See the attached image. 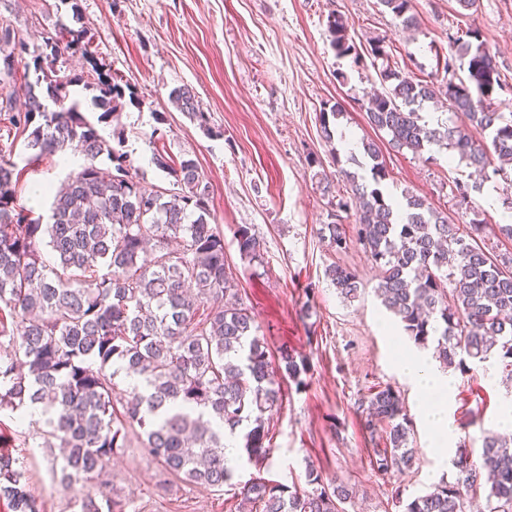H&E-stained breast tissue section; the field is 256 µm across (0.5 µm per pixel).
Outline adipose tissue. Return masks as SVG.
Masks as SVG:
<instances>
[{"label": "adipose tissue", "instance_id": "adipose-tissue-1", "mask_svg": "<svg viewBox=\"0 0 512 512\" xmlns=\"http://www.w3.org/2000/svg\"><path fill=\"white\" fill-rule=\"evenodd\" d=\"M401 371L425 391L427 401L422 414L433 444L439 448L455 447L457 433L449 417V403L454 379L434 369L427 357L407 356Z\"/></svg>", "mask_w": 512, "mask_h": 512}]
</instances>
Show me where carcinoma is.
I'll use <instances>...</instances> for the list:
<instances>
[{"label": "carcinoma", "instance_id": "1", "mask_svg": "<svg viewBox=\"0 0 512 512\" xmlns=\"http://www.w3.org/2000/svg\"><path fill=\"white\" fill-rule=\"evenodd\" d=\"M413 0H379L399 24H416ZM331 45L339 56L356 51L349 22L328 16ZM94 38L81 28H59L47 51L24 60V41L0 32V112L26 134L27 164L68 149L84 156L82 169L52 196L47 222L16 207L20 172L0 154V412L19 422L45 417L39 448H60L53 457L61 483L80 495V512H126L127 502L107 481V463L137 432L140 447L185 481L210 488L231 485L233 472L224 439L242 436L240 454L261 468L270 455L269 419L284 380L306 385L310 370L302 355L281 348L272 357L257 334L251 310L239 297L224 254V235L209 222L210 189L192 158L175 161L154 154L155 166L172 188L149 190L139 180L123 138L105 139L69 100L68 87L83 77L57 75L62 55L94 59ZM467 59L468 81L448 83V111L467 116L438 128L420 110L436 99L427 81L393 70L383 45L371 52L382 60L380 78L389 84L369 100L368 124L389 144L421 154L446 145L469 165L512 184L495 161H512V113L500 111L492 93L500 86L497 62L481 34L468 29L453 38ZM24 61L19 84L15 65ZM34 79H28V75ZM98 90L101 118L113 113L125 89L98 64L87 74ZM23 100L18 110L14 101ZM179 111L206 127L189 86L172 91ZM374 186L344 172L355 201L358 240L380 269L378 295L415 343L437 342L446 368L466 371V359L497 358L512 379V258L498 260L486 249L485 226L465 229L413 194L388 203L379 185L387 169L379 149L364 145ZM104 156L110 166L96 160ZM330 248H346L340 224H324ZM242 255L261 257L260 240L247 225L235 231ZM51 248L48 264L41 245ZM328 276L345 298L359 288L355 271L332 265ZM134 375L141 387L116 397L113 379ZM365 426L385 425L389 447L378 453L387 473L413 465L410 427L399 392L379 388L364 399ZM457 478L440 482L411 500L405 512H466L468 499L485 487L486 512H512V432L483 438L480 461L460 448ZM309 491L291 490L263 477L242 486L237 512H344L352 490L308 471ZM0 500L10 512H44L33 495L27 470L0 455Z\"/></svg>", "mask_w": 512, "mask_h": 512}]
</instances>
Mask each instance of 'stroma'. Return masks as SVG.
Instances as JSON below:
<instances>
[{"label": "stroma", "mask_w": 512, "mask_h": 512, "mask_svg": "<svg viewBox=\"0 0 512 512\" xmlns=\"http://www.w3.org/2000/svg\"><path fill=\"white\" fill-rule=\"evenodd\" d=\"M413 5L417 24L406 29L377 0H0V27H10L35 52L59 27L91 29L99 61L138 103L105 120L96 108L85 110V117L104 137L123 134L146 188L170 186L152 162L156 149L197 162L210 186L227 262L261 335L271 350L288 348L311 367L303 389L282 386V404L270 422L268 466L235 461L234 483L223 491L183 481L130 441L108 464L129 512H233L235 484L260 475L304 491L311 469L353 488L345 512H404L433 485L455 481L451 460L439 454L420 420L424 394L398 368V352L418 346L378 298L375 264L356 239L337 252L318 234L331 222L347 229L354 224L353 211L338 206L347 196L346 172L358 169L343 146L344 133L361 143L383 139L365 112L368 93L381 86L372 42L382 41L392 69L444 87L460 75L444 68L449 35L479 30L501 74L493 97L503 112H512V0H478L472 11L461 10L456 0ZM334 13L348 19L357 56L340 57L332 48L327 20ZM183 85L193 88L206 127L171 103V91ZM334 105L340 113L328 140L319 112ZM23 141L22 132L0 120V152L22 169L17 204L44 215L51 199L32 201V185L59 186L84 160L75 154L67 167L57 158L30 166ZM383 155L389 171L384 185L396 196L423 197L460 225L483 221L491 252L512 253V243L498 233L511 186L488 179L465 206L455 185L467 181L470 169L445 147H433L427 156L387 147ZM241 225L258 237L261 260L241 255L235 236ZM335 264L359 274L355 298H343L332 285L326 271ZM454 377L456 445L477 457L483 437L512 400V382L497 363H474ZM386 385L401 395L415 450L413 466L401 472L377 470L375 452L386 445L385 430L362 427L364 396ZM27 435V425L0 418V442L28 470L46 512H79L48 454L25 445Z\"/></svg>", "instance_id": "1"}]
</instances>
